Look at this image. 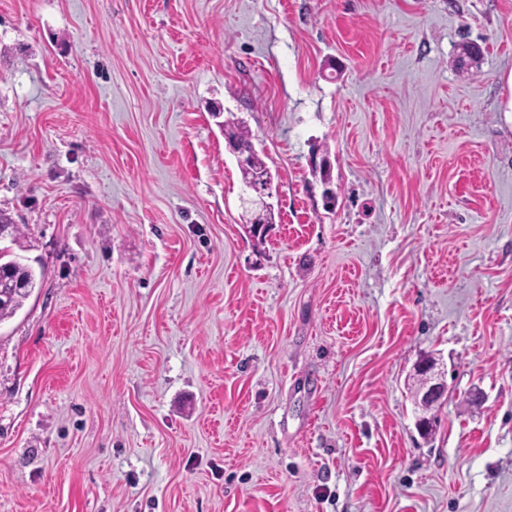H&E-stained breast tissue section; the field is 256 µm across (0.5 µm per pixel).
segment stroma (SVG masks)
<instances>
[{"mask_svg": "<svg viewBox=\"0 0 512 512\" xmlns=\"http://www.w3.org/2000/svg\"><path fill=\"white\" fill-rule=\"evenodd\" d=\"M0 213V512H512V0H0ZM223 127L225 138L232 140L237 144L251 147L252 149L251 162L249 164V152L243 149H237L234 145L228 142L230 147L229 150L234 155L237 165L242 169H246L248 167L246 170L239 169L242 176V182L246 184L256 177H269L271 174L270 169L260 154L255 150L251 141V133L247 126L239 120L228 118L224 120ZM3 257L0 251V322L13 317L36 287V274L30 266L17 260L1 262ZM17 281L28 288H14ZM419 366L426 369L428 372L427 374L429 376V385L425 390L423 398L425 405H428V408L431 411L436 403L440 402L447 392V384L444 380V372L439 367L428 366L427 363H419Z\"/></svg>", "mask_w": 512, "mask_h": 512, "instance_id": "1", "label": "stroma"}]
</instances>
